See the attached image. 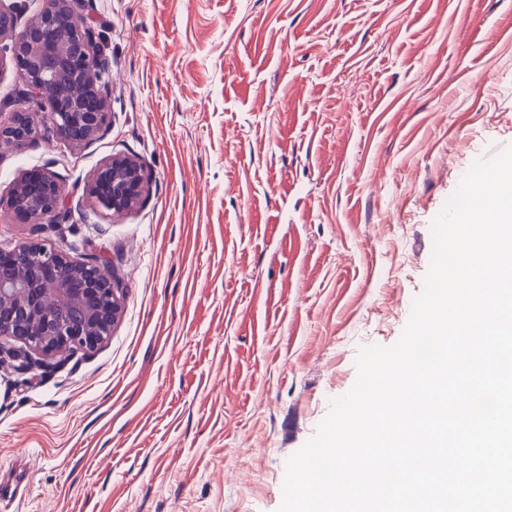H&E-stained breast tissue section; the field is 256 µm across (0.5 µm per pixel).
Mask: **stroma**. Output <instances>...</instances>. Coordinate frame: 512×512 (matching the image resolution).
Here are the masks:
<instances>
[{
    "label": "stroma",
    "instance_id": "35a3bbf8",
    "mask_svg": "<svg viewBox=\"0 0 512 512\" xmlns=\"http://www.w3.org/2000/svg\"><path fill=\"white\" fill-rule=\"evenodd\" d=\"M102 32L106 130L0 150V198L47 168L69 220L0 209L108 267L111 336L54 370L0 358L5 512H277L288 458L390 346L431 225L512 146V0H78ZM138 157L141 204L86 185ZM147 182V170L137 158L115 154L94 173L87 193L97 207L122 215L141 202Z\"/></svg>",
    "mask_w": 512,
    "mask_h": 512
}]
</instances>
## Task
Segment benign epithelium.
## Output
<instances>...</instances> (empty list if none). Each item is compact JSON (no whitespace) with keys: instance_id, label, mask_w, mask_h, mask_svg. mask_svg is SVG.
Listing matches in <instances>:
<instances>
[{"instance_id":"obj_1","label":"benign epithelium","mask_w":512,"mask_h":512,"mask_svg":"<svg viewBox=\"0 0 512 512\" xmlns=\"http://www.w3.org/2000/svg\"><path fill=\"white\" fill-rule=\"evenodd\" d=\"M99 36L77 23L74 0H46L36 23L18 27L15 7L0 2V43L8 42L14 67L23 80L25 96L49 109L43 125L77 146L90 143L106 120L108 83L103 81L97 52ZM77 81L83 93L63 101L64 83ZM34 112H11L0 118V148L17 149L38 132ZM148 173L136 158L115 154L92 176L87 193L93 203L121 215L137 206L145 193ZM64 187L45 168L30 171L14 184L7 208L35 223L45 216H66ZM35 263L21 267L0 260V354L8 349L25 365L40 366L60 353L95 350L111 335L120 309L119 285L93 262H78L59 249L32 244Z\"/></svg>"}]
</instances>
